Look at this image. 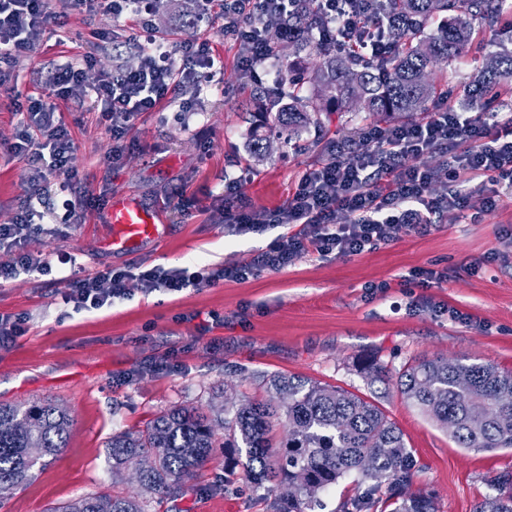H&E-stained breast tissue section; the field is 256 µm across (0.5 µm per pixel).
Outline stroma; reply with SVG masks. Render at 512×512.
<instances>
[{
  "label": "stroma",
  "instance_id": "stroma-1",
  "mask_svg": "<svg viewBox=\"0 0 512 512\" xmlns=\"http://www.w3.org/2000/svg\"><path fill=\"white\" fill-rule=\"evenodd\" d=\"M168 0L153 23L173 58L184 40L208 42L213 74L201 87L186 86L161 111L136 117L119 165L108 167L113 142L89 102H56L75 143L78 176L93 193L111 200L130 195L160 210V236L131 253H115L105 241L111 229L89 209L85 223L55 227L63 194L44 184L32 201L47 227L29 240L32 252L72 257L51 273L20 275L0 284V313L22 317L25 331L0 343V403L49 401L71 419L67 444L29 480L0 502V512H48L93 493L121 489L141 497L135 471L112 474L114 433L140 430L174 405L209 409L225 399L259 398L263 376L288 373L341 386L367 397L397 424L414 459V487L431 491L438 512H472L496 494L494 477L512 471V450L461 448L405 404L394 385L367 384L357 365L374 356L391 369L424 357L468 358L512 371V183L501 182L500 202L488 207L489 186L469 184L465 218L440 220L427 231L400 233L391 243L339 257L308 253L286 269L242 283L220 282L179 293L143 294L130 288L112 307L76 311L63 303L71 273L107 266L128 269L246 264L281 234L283 224L238 233L221 212L226 179H238L258 209L284 205L298 180L324 163L331 144L350 140L361 118L331 116L325 142L304 150L274 139L261 158L250 153L248 129L258 104L249 76L238 70L239 50L224 39L221 15L194 24ZM56 23L36 52L20 55L8 91L0 93V143L14 133L16 114L38 97L56 66L83 70L85 86L141 57L116 46L138 27L134 15L83 12L73 0H48ZM480 47L466 62L436 80L456 98L472 81L486 54L499 51L498 31L480 18ZM26 193L23 162L0 152V224L12 223ZM422 270L445 273L422 286ZM269 497L241 473L211 461L170 502V512H267Z\"/></svg>",
  "mask_w": 512,
  "mask_h": 512
}]
</instances>
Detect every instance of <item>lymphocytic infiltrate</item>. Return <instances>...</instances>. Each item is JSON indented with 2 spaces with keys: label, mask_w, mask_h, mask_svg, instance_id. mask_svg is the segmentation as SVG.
Listing matches in <instances>:
<instances>
[{
  "label": "lymphocytic infiltrate",
  "mask_w": 512,
  "mask_h": 512,
  "mask_svg": "<svg viewBox=\"0 0 512 512\" xmlns=\"http://www.w3.org/2000/svg\"><path fill=\"white\" fill-rule=\"evenodd\" d=\"M368 0H319L326 19L324 41L366 58H384L395 50L369 23ZM290 0H222L224 38L239 48L238 68L255 75L270 57L259 22L288 12ZM46 0H0V85L17 56L34 52L41 33L51 24ZM214 59L204 42L185 41L181 63L143 52L141 65L102 74L92 88L93 104L109 123L113 139L124 138L140 113L157 111L177 88L201 85ZM83 74L74 66L56 68L43 96L30 99L6 144L7 153L26 163L29 192H37L49 178L62 181L70 194L59 217L63 224H80L92 205L74 167L76 145L62 122L55 102L82 88ZM440 149L448 153L449 174L468 182L477 177L512 178V116L498 113L467 116L448 109L433 112L426 123L403 124L365 133L357 149L337 147L323 165L306 171L289 200L272 211L255 210L241 193L237 180L224 190V221L239 232L259 231L267 224H291L294 232L278 237L249 264L164 269L131 273L111 267L72 278L63 298L75 310L110 307L124 298L130 282L143 293L179 292L221 281H242L265 272L285 269L308 252L352 256L380 243L391 242L400 231H423L433 219L456 217L468 197L456 190L433 196V175L404 166L408 155ZM31 203H24L13 223L0 224V283L23 273L47 274L51 261L27 250L28 239L42 232Z\"/></svg>",
  "instance_id": "1"
}]
</instances>
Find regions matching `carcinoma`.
Returning a JSON list of instances; mask_svg holds the SVG:
<instances>
[{
	"label": "carcinoma",
	"mask_w": 512,
	"mask_h": 512,
	"mask_svg": "<svg viewBox=\"0 0 512 512\" xmlns=\"http://www.w3.org/2000/svg\"><path fill=\"white\" fill-rule=\"evenodd\" d=\"M505 0H389L384 13L390 56L364 62L337 53L319 40L323 17L317 0H295L286 14L269 16L266 38L272 56L283 49L298 72L279 91L283 103L273 119L263 118L250 151L263 155L271 136L299 142L310 127L323 128L324 112H362L364 119L427 111L437 93L433 71L453 65L471 45L468 19H501ZM445 20L436 33L431 20ZM512 77V50L484 58L479 81L463 88L473 108L486 109L497 89ZM365 378L395 381L404 403L416 408L461 448L512 449V371L467 358H425L398 371L369 357L358 363ZM224 424V442L213 422ZM285 438L273 442V426ZM68 415L50 402L0 405V495L26 481L45 457L66 447ZM225 466L242 469L243 479L269 484V512H321V494L355 474L357 484L337 512H438L432 494L411 490L414 461L403 433L373 401L340 386L288 374L268 378L267 397L228 401L208 417L181 405L170 407L142 431L112 435V470L133 469L152 499L120 493L91 495L50 512H167L169 500L184 494L186 480L216 449ZM508 494L486 497L473 512H512V472L495 478Z\"/></svg>",
	"instance_id": "obj_1"
}]
</instances>
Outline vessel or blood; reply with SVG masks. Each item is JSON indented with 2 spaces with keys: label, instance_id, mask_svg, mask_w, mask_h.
<instances>
[{
  "label": "vessel or blood",
  "instance_id": "b4317fda",
  "mask_svg": "<svg viewBox=\"0 0 512 512\" xmlns=\"http://www.w3.org/2000/svg\"><path fill=\"white\" fill-rule=\"evenodd\" d=\"M102 223L111 225L108 245L115 252H129L160 234L159 211L144 207L136 198L114 199L101 216Z\"/></svg>",
  "mask_w": 512,
  "mask_h": 512
}]
</instances>
